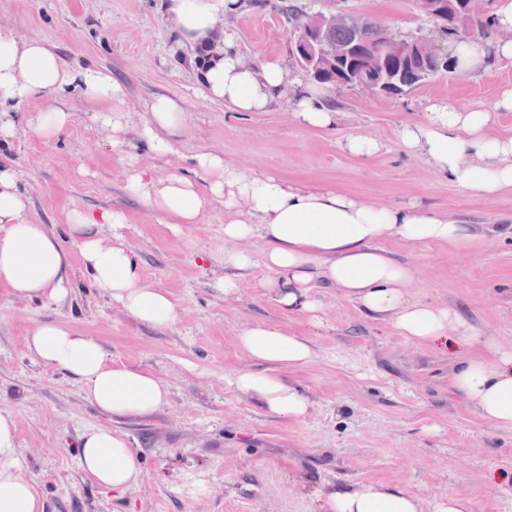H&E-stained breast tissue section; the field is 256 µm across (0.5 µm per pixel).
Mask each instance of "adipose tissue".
Returning <instances> with one entry per match:
<instances>
[{"instance_id":"adipose-tissue-1","label":"adipose tissue","mask_w":512,"mask_h":512,"mask_svg":"<svg viewBox=\"0 0 512 512\" xmlns=\"http://www.w3.org/2000/svg\"><path fill=\"white\" fill-rule=\"evenodd\" d=\"M165 8L181 44L206 52L199 84L207 98L236 112H265L290 96L297 122L318 129L335 125L338 114L324 104L320 86L288 81L278 61L254 67L242 63L233 37L221 33L219 26L239 12L241 0H166ZM447 50L470 75L487 72L495 60L512 59V41L452 40ZM76 91L92 102L111 101V110L99 112L98 118L111 129L113 143H120L122 134L132 128L121 83L94 68H65L42 40L21 43L0 32V116L26 100L52 96L54 107L24 120L41 137L51 139L68 124L70 114L62 103ZM182 122L180 104L160 96L136 130L151 151L162 155L169 149L168 135ZM494 122V112L462 110L439 100L429 106L424 121L402 125L400 140L409 153L447 174L460 191L489 198L512 188V136L492 135ZM195 165V179H160L135 163L126 188L175 229L198 223L208 201L222 202L224 238L234 244L224 254L225 266L245 274L263 265L268 275L262 285L280 304L311 312L316 308L313 289L333 288L368 314L392 321L414 341L430 342L453 329L460 341L482 345V352L453 370L452 386L482 418L512 428V351L475 336L455 311L410 300L414 270L396 262L381 245L392 235L409 243L470 248L480 238L471 226L431 207L380 208L333 187L244 173L210 152L198 153ZM125 222V215L113 209L99 215L74 211L67 229L80 241L96 288L134 321L170 325L178 306L167 291L142 280L136 253L119 232ZM107 225L114 230L108 239L101 235ZM256 237L265 243L258 259L243 247ZM70 284V265L59 237L48 225L33 222L17 170L0 164V286L18 298L59 304L69 297ZM239 341L260 368L236 375L233 385L279 417L303 418L313 402L286 372L312 360L315 352L308 340L277 328L251 327ZM27 346L38 361L79 379L88 400L113 419L149 415L168 400L167 383L148 370L109 361L98 342L76 329L42 324L31 332ZM16 431L13 417L0 412V512H43L38 491L24 475L16 453ZM78 461L98 485L115 492H127L141 479L135 450L123 433L110 428L81 436ZM326 504L330 512H425L422 500L411 492L373 483L332 491Z\"/></svg>"}]
</instances>
